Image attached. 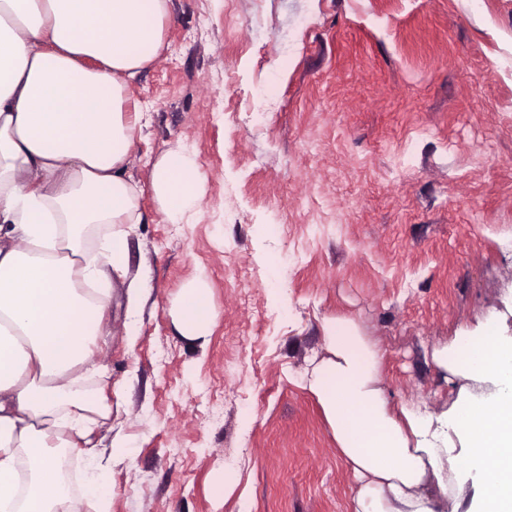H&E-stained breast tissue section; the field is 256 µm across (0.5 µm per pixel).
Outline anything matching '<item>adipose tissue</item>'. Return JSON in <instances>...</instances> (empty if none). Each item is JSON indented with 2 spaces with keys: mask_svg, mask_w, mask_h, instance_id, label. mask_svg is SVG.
<instances>
[{
  "mask_svg": "<svg viewBox=\"0 0 512 512\" xmlns=\"http://www.w3.org/2000/svg\"><path fill=\"white\" fill-rule=\"evenodd\" d=\"M168 0H0V512H109L113 464L131 454L100 431L112 406L90 381L93 348L126 279L129 314L147 296L129 276L127 225L140 224L131 172L137 122L130 81L159 55ZM158 210L179 224L206 180L189 152L150 172ZM89 224L108 237L89 251ZM491 310L432 354L456 395L434 413L392 410L382 354L345 317L319 322L322 351L303 380L354 481L352 512H504L501 452L512 447V331ZM215 317L204 289L183 295L181 335ZM85 466L81 498L59 477L61 452Z\"/></svg>",
  "mask_w": 512,
  "mask_h": 512,
  "instance_id": "1",
  "label": "adipose tissue"
}]
</instances>
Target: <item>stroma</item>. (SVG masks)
<instances>
[{
  "label": "stroma",
  "instance_id": "stroma-1",
  "mask_svg": "<svg viewBox=\"0 0 512 512\" xmlns=\"http://www.w3.org/2000/svg\"><path fill=\"white\" fill-rule=\"evenodd\" d=\"M129 106L126 262L151 294L130 321L114 282L96 342L132 446L111 512H351L301 377L344 316L391 408L441 411L433 350L512 292V0H170ZM181 150L206 177L192 224L148 188ZM201 275L216 317L190 341L173 307Z\"/></svg>",
  "mask_w": 512,
  "mask_h": 512
}]
</instances>
